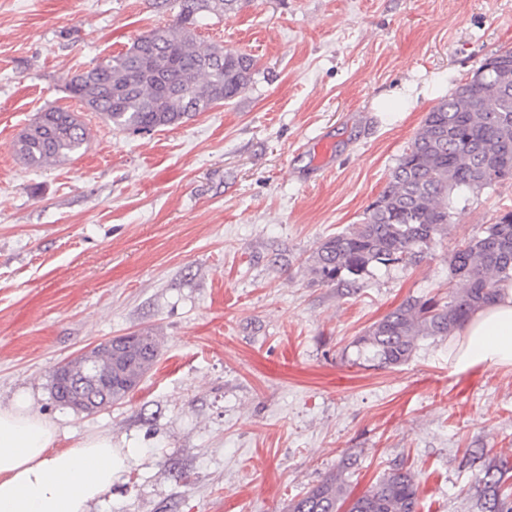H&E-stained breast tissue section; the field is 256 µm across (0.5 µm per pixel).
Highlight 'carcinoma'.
Returning <instances> with one entry per match:
<instances>
[{
  "label": "carcinoma",
  "mask_w": 512,
  "mask_h": 512,
  "mask_svg": "<svg viewBox=\"0 0 512 512\" xmlns=\"http://www.w3.org/2000/svg\"><path fill=\"white\" fill-rule=\"evenodd\" d=\"M249 0H178L176 21L135 39L126 51L73 76L71 96L122 130L150 132L176 126L244 93L253 82L254 58L204 44L196 31L209 17L241 9ZM85 130L60 107L37 113L18 137L15 152L32 168L78 154ZM512 178V68L492 71L466 96L453 89L427 113L360 224L326 237L309 271L327 285L356 282L369 269L412 261L447 227L453 198L478 193ZM448 299L406 298L355 340L361 355L381 367L398 366L427 337L447 338L472 314L491 304L500 283L512 280V210L458 243L449 263ZM159 354L154 337L120 342L97 360L112 372V400L124 399ZM512 464L485 460L470 499L473 512H512ZM419 512L415 470L395 464L352 498L345 479L331 474L292 500L287 512Z\"/></svg>",
  "instance_id": "cac0c4a2"
}]
</instances>
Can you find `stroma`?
Here are the masks:
<instances>
[{"label":"stroma","instance_id":"1","mask_svg":"<svg viewBox=\"0 0 512 512\" xmlns=\"http://www.w3.org/2000/svg\"><path fill=\"white\" fill-rule=\"evenodd\" d=\"M177 12L0 0V406L27 396L61 449L92 433L133 449L93 512H284L325 475L358 495L401 461L420 512H466L480 449L512 458V367L455 371L437 337L382 368L352 342L406 297L447 295L453 248L512 210V179L458 198L419 262L352 288L308 267L362 221L431 108L512 49V0H250L198 29L257 61L232 101L133 134L70 97L73 75ZM50 105L87 140L31 169L14 144ZM129 333L160 356L126 399L54 400L57 366Z\"/></svg>","mask_w":512,"mask_h":512}]
</instances>
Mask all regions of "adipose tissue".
<instances>
[{
    "label": "adipose tissue",
    "mask_w": 512,
    "mask_h": 512,
    "mask_svg": "<svg viewBox=\"0 0 512 512\" xmlns=\"http://www.w3.org/2000/svg\"><path fill=\"white\" fill-rule=\"evenodd\" d=\"M448 361L461 372L512 365V281L474 312ZM57 436V426L31 413L27 399L0 408V512H91L126 465L111 435L90 434L65 450L56 449Z\"/></svg>",
    "instance_id": "ef3b65f1"
}]
</instances>
